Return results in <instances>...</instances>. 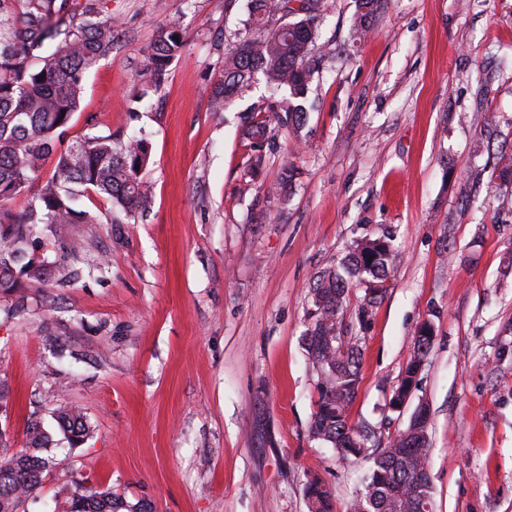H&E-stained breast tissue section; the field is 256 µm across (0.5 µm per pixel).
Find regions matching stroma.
I'll return each instance as SVG.
<instances>
[{
	"label": "stroma",
	"instance_id": "35a3bbf8",
	"mask_svg": "<svg viewBox=\"0 0 512 512\" xmlns=\"http://www.w3.org/2000/svg\"><path fill=\"white\" fill-rule=\"evenodd\" d=\"M245 0H102L118 23L83 79L67 141L92 133L151 142L146 215L91 193L92 224L40 250L90 276L0 290V455L47 435L53 467L25 512H53L61 487L112 489L153 512H307L306 473L345 507L369 468L310 438L317 377L302 338L315 276L366 231L392 229L387 293L367 322L353 423L386 443L430 411L435 512H512V185L492 179L512 147V0H387L370 33L355 0H324L301 134L272 125L251 170L243 121L270 96L256 75L224 111L209 93L246 35ZM178 20L182 55L161 86L147 50ZM496 116L494 148L484 116ZM292 192L269 193L284 165ZM434 342L404 410L388 402L423 322ZM92 426L70 447L53 415Z\"/></svg>",
	"mask_w": 512,
	"mask_h": 512
}]
</instances>
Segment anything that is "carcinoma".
<instances>
[{
    "instance_id": "cac0c4a2",
    "label": "carcinoma",
    "mask_w": 512,
    "mask_h": 512,
    "mask_svg": "<svg viewBox=\"0 0 512 512\" xmlns=\"http://www.w3.org/2000/svg\"><path fill=\"white\" fill-rule=\"evenodd\" d=\"M294 11L287 0H248L253 36L224 56V73L213 86L210 105L221 112L263 74L275 91L288 97L256 110L244 135L263 162V147L273 122L299 132L307 120L306 95L315 72L311 46L323 0H302ZM381 0H357L354 29L369 31ZM283 21L273 22L276 12ZM117 22L102 16L100 0H0V289L24 282L41 284L51 276L44 264L27 259L33 236L43 228L90 224L79 208L80 197L95 192L127 215L146 210L149 189L140 174L150 160L147 139L126 143L110 135L87 134L65 150L57 143L67 134L80 107L83 76L112 52ZM177 22L163 26L148 52L150 81L161 86L170 61L183 48ZM49 177L23 210L6 204ZM393 235L366 234L337 266L320 272L310 290L303 347L317 376L316 409L309 436L333 448L343 460L364 454L372 467L347 512H433L429 475L428 425L410 421L384 444L368 445V433L349 421L348 409L361 382L362 352L357 339L344 331L349 288L364 290L359 321L370 316L386 294L393 257ZM434 341V327L424 323L413 338L412 353L390 402L403 400L423 367ZM59 428L77 446L91 433L86 416L75 407L55 412ZM50 460L33 452L0 461V512H17L26 497L49 474ZM76 484L64 488L62 512H151L144 500L127 502L112 490L81 493ZM308 512H336V499L322 478L304 487Z\"/></svg>"
}]
</instances>
